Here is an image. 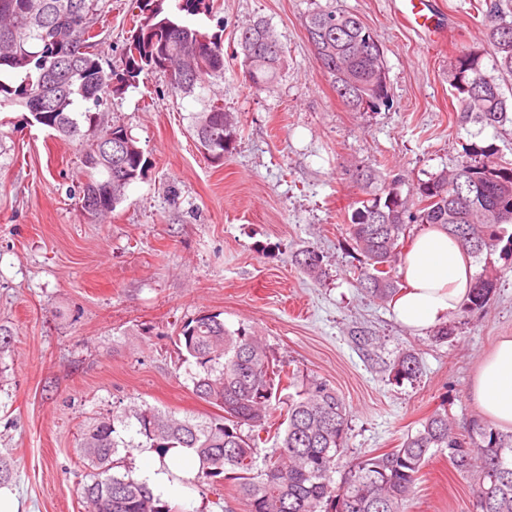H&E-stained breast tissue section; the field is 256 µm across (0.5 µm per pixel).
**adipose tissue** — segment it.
Instances as JSON below:
<instances>
[{
    "label": "adipose tissue",
    "mask_w": 512,
    "mask_h": 512,
    "mask_svg": "<svg viewBox=\"0 0 512 512\" xmlns=\"http://www.w3.org/2000/svg\"><path fill=\"white\" fill-rule=\"evenodd\" d=\"M399 272L404 286L392 302L393 312L415 332L447 321L466 297L472 277L469 256L438 228L415 237ZM469 393L484 417L512 430L511 337L500 339L483 358Z\"/></svg>",
    "instance_id": "obj_1"
}]
</instances>
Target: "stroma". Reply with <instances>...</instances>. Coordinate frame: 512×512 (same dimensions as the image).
I'll use <instances>...</instances> for the list:
<instances>
[{"instance_id":"obj_1","label":"stroma","mask_w":512,"mask_h":512,"mask_svg":"<svg viewBox=\"0 0 512 512\" xmlns=\"http://www.w3.org/2000/svg\"><path fill=\"white\" fill-rule=\"evenodd\" d=\"M332 0H208L187 23L220 35L224 77L202 96L180 97L163 74L114 96L107 118L124 126L147 160L115 211L100 221L81 207L80 152L29 123L19 107L0 111V456L14 461L5 492L18 512H84L79 442L100 418L135 406L199 418L213 408L193 392L194 364L175 344L199 312L258 336L271 360L327 380L350 411L348 458L396 447L434 412L460 425L480 413L469 386L481 360L512 337V255L482 254L474 271L503 274L489 306L451 315L447 342L412 332L390 305L367 297L348 274L357 255L344 219L367 193L361 170L381 162L413 186L453 170L475 147L512 159V136L460 124L449 62L492 49L477 0H437L446 36L425 46L398 23L390 0H333L355 11L380 41L391 104L346 108L323 76L304 27ZM97 24L102 63L119 64L134 0H105ZM265 20L285 51L273 87L251 88L239 32ZM238 120L217 164L189 134L208 100ZM312 247L324 273L304 274L293 257ZM380 337V355L421 351L422 374L395 381L370 369L351 341ZM163 499L181 512H244L231 487L221 494L171 477ZM407 512H472L471 482L442 454L426 464Z\"/></svg>"}]
</instances>
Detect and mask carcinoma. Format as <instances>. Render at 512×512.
<instances>
[{"label": "carcinoma", "instance_id": "cac0c4a2", "mask_svg": "<svg viewBox=\"0 0 512 512\" xmlns=\"http://www.w3.org/2000/svg\"><path fill=\"white\" fill-rule=\"evenodd\" d=\"M175 2L172 9L169 0H137L139 14L120 65L106 68L97 53L88 52L104 13L100 0H0V74L18 79L15 86L0 79V108L43 112L42 126L78 143L84 168L80 200L89 213L97 203L112 212L123 201L105 195L112 179L111 126L104 124L100 108L137 87L150 74L156 55L178 66L168 79L177 95L203 89L206 76L224 77L221 37L202 33L181 18L198 12L205 0ZM304 26L315 59L325 63L323 76L349 110L375 112L390 106L385 58L368 53L363 44L367 25L358 14L319 7L307 14ZM485 26L494 69L512 76V19L498 0L486 4ZM239 42L277 48L252 77V87H270L284 64L274 32L256 20L241 28ZM450 66L460 123L500 130L512 125V104L480 55L462 51ZM235 123L210 102L191 114L190 128L198 147L221 162L229 152L224 131ZM117 130L133 147L124 164L134 183L143 177L147 161L127 130L121 125ZM401 186L402 180L392 177L347 216L346 234L361 256L353 275L372 300L388 303L399 292L398 266L413 224L446 230L473 258L499 246L512 253V163L495 160L493 150H474L451 172L431 173L405 195ZM295 263L312 277L322 273L313 248L295 255ZM496 287L497 275L485 271L474 276L459 311L485 308ZM178 341L197 367L193 392L217 413L204 420L180 419L147 406L116 417L123 428H134L137 441L117 435L116 420L109 418L87 427L80 442L89 469L81 486L84 512H178L147 483L113 473L120 464L115 459L119 449L134 447L152 448L162 460L174 448L191 453L199 463L193 482L216 490L233 481L245 512H405L429 457L446 452L456 473L474 477L473 512H512V432L478 420L460 430L446 411L425 418L397 447L350 461L335 484L333 470L348 449L349 413L338 390L318 377L301 382L289 377L294 392L279 409L284 428L277 432V452L256 469L258 432L277 410L272 400L283 370L272 364L258 337L227 329L218 313H200L184 323ZM384 370L397 381H412L421 371L420 353L405 349Z\"/></svg>", "mask_w": 512, "mask_h": 512}]
</instances>
